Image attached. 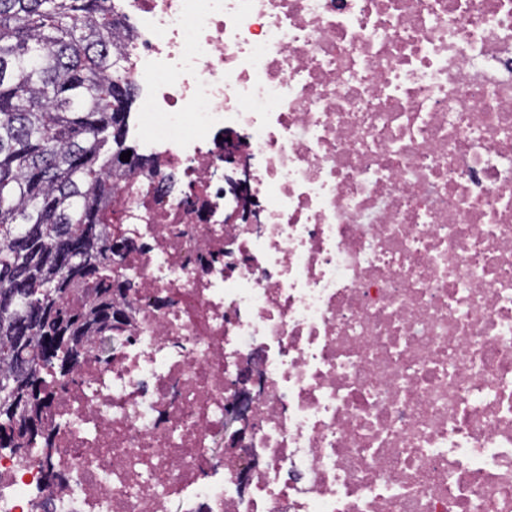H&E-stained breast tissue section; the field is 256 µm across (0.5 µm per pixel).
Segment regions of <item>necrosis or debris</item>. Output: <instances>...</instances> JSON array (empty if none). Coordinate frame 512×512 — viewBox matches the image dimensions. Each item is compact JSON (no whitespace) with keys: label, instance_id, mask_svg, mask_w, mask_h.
<instances>
[{"label":"necrosis or debris","instance_id":"obj_1","mask_svg":"<svg viewBox=\"0 0 512 512\" xmlns=\"http://www.w3.org/2000/svg\"><path fill=\"white\" fill-rule=\"evenodd\" d=\"M114 4L131 329L0 449V512H512V0ZM224 163L229 164L233 166V169L231 171L232 174H227L224 171V179L229 182L233 187L236 188H242L244 187L247 182L245 179H242L240 177H237L238 175H242L244 177L248 176V169L245 162L240 158L239 155H237L232 150L231 141H228V148L224 152Z\"/></svg>","mask_w":512,"mask_h":512}]
</instances>
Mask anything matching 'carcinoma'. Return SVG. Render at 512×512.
I'll list each match as a JSON object with an SVG mask.
<instances>
[{
  "label": "carcinoma",
  "mask_w": 512,
  "mask_h": 512,
  "mask_svg": "<svg viewBox=\"0 0 512 512\" xmlns=\"http://www.w3.org/2000/svg\"><path fill=\"white\" fill-rule=\"evenodd\" d=\"M116 30L111 0H0V448L41 447L61 376L46 340L87 352L127 318L105 199L113 169L150 161L127 140L137 92Z\"/></svg>",
  "instance_id": "obj_1"
}]
</instances>
